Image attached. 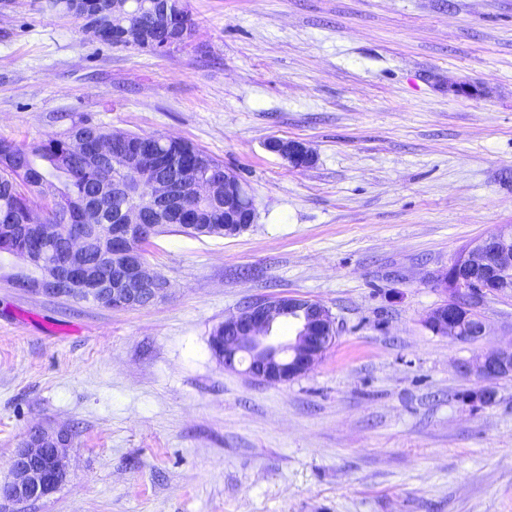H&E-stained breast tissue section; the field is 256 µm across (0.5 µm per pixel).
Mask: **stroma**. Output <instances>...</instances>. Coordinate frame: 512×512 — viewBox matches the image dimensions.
Returning a JSON list of instances; mask_svg holds the SVG:
<instances>
[{
  "instance_id": "1",
  "label": "stroma",
  "mask_w": 512,
  "mask_h": 512,
  "mask_svg": "<svg viewBox=\"0 0 512 512\" xmlns=\"http://www.w3.org/2000/svg\"><path fill=\"white\" fill-rule=\"evenodd\" d=\"M165 54L87 36L41 0L0 8V137L88 120L191 142L247 183L239 234L153 238L146 309L35 295L0 256V482L34 427L68 478L23 512H512V377L461 363L512 343V297L459 343L424 320L436 276L512 225V0H188ZM310 145L294 168L269 138ZM301 296L339 333L308 374L224 369L212 330ZM459 368L466 374H473L486 384L475 391H466L461 398L470 404L480 403L489 406L496 399L494 382L512 377V343L506 347L491 349L472 361L460 364Z\"/></svg>"
}]
</instances>
